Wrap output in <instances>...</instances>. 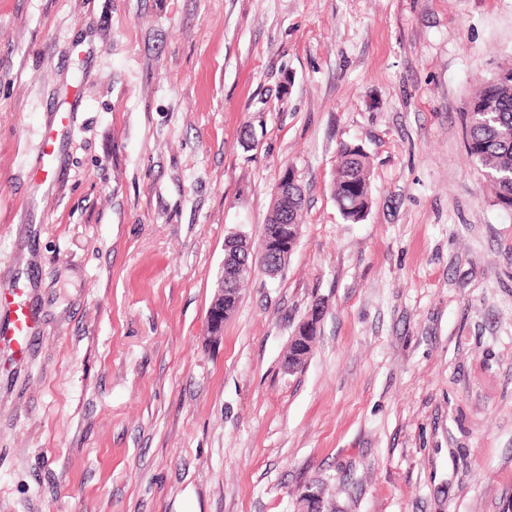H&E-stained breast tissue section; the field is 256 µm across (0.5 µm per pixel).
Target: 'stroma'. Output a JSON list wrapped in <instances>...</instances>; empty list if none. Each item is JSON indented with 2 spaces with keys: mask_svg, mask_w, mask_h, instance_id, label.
I'll return each instance as SVG.
<instances>
[{
  "mask_svg": "<svg viewBox=\"0 0 512 512\" xmlns=\"http://www.w3.org/2000/svg\"><path fill=\"white\" fill-rule=\"evenodd\" d=\"M505 62L512 0H0V321L37 313L0 512H512V213L462 124ZM290 169L297 246L211 342L224 242ZM336 206L344 219L357 223L370 207V161L359 145L342 144L332 177ZM317 309V306H313L309 312L307 317L301 321L298 327L295 329L293 336L291 337L290 344H292V350H288V356L286 358L285 366L288 371L292 372L296 370L305 360H307L309 356V345L311 344V337L309 336V329L312 324L303 325V322L311 321V315L314 310ZM303 332V335H302Z\"/></svg>",
  "mask_w": 512,
  "mask_h": 512,
  "instance_id": "1",
  "label": "stroma"
}]
</instances>
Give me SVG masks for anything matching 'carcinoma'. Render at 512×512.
Segmentation results:
<instances>
[{"mask_svg": "<svg viewBox=\"0 0 512 512\" xmlns=\"http://www.w3.org/2000/svg\"><path fill=\"white\" fill-rule=\"evenodd\" d=\"M464 147L493 185L496 205L512 211V65L499 67L471 96L463 114ZM288 171V207L274 201L266 225L284 234L300 225L304 209L301 187ZM336 206L344 219L357 223L370 207V161L358 145L339 147L332 177Z\"/></svg>", "mask_w": 512, "mask_h": 512, "instance_id": "obj_1", "label": "carcinoma"}]
</instances>
